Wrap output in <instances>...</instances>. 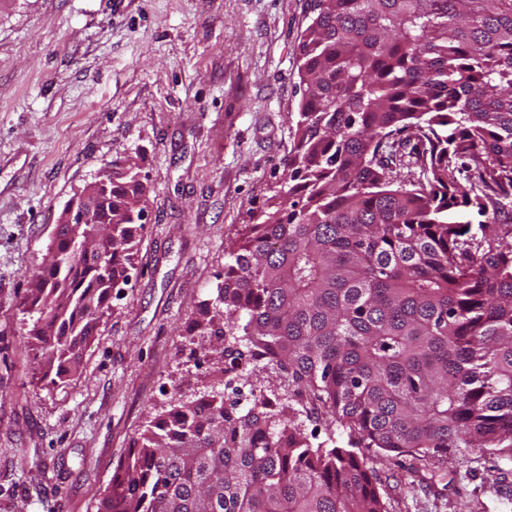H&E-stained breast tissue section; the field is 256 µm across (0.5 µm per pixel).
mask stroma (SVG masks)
Returning <instances> with one entry per match:
<instances>
[{
  "instance_id": "obj_1",
  "label": "stroma",
  "mask_w": 512,
  "mask_h": 512,
  "mask_svg": "<svg viewBox=\"0 0 512 512\" xmlns=\"http://www.w3.org/2000/svg\"><path fill=\"white\" fill-rule=\"evenodd\" d=\"M309 0H0V512H97L132 440L213 385L217 341L187 330L224 254L284 185ZM138 158L147 205L126 283L79 372L42 381L21 301L58 217ZM225 402H284L234 356ZM389 512H512V462L418 474L367 448Z\"/></svg>"
}]
</instances>
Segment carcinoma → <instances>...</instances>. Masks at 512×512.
Wrapping results in <instances>:
<instances>
[{"label":"carcinoma","mask_w":512,"mask_h":512,"mask_svg":"<svg viewBox=\"0 0 512 512\" xmlns=\"http://www.w3.org/2000/svg\"><path fill=\"white\" fill-rule=\"evenodd\" d=\"M299 51L285 188L192 331L267 361L347 446L214 385L132 440L98 512H389L359 448L512 461V0H310ZM146 203L133 162L78 226L91 251L58 225L24 301L44 374L77 372Z\"/></svg>","instance_id":"carcinoma-1"}]
</instances>
